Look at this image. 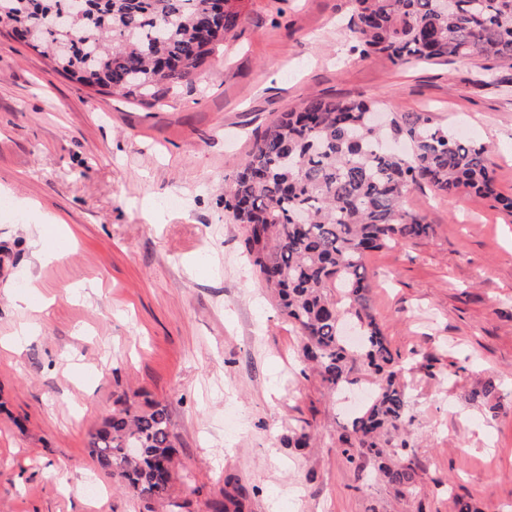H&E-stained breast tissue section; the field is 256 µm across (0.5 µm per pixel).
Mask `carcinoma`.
Here are the masks:
<instances>
[{
    "label": "carcinoma",
    "mask_w": 512,
    "mask_h": 512,
    "mask_svg": "<svg viewBox=\"0 0 512 512\" xmlns=\"http://www.w3.org/2000/svg\"><path fill=\"white\" fill-rule=\"evenodd\" d=\"M0 0V21L31 36V47L82 86L157 105L193 79L243 24L239 0ZM352 33L363 54L394 62L484 61L482 82L512 69V0H352ZM366 100L307 98L262 130L241 170L224 186V210L246 225L245 250L281 311L305 338L303 357L323 388L344 389L358 359L376 390L341 436L342 453L377 463L382 480L412 494L419 475L404 462L410 445L384 440L405 421L401 383L408 361L393 351L370 305L365 259L434 232L406 207L424 183L464 191L512 212L496 188L488 146L448 131L426 112H391L383 127ZM139 448L132 454L128 448ZM98 467L125 491L168 512L176 436L167 406L143 409L129 396L91 434ZM215 512H245L247 493L231 476Z\"/></svg>",
    "instance_id": "1"
}]
</instances>
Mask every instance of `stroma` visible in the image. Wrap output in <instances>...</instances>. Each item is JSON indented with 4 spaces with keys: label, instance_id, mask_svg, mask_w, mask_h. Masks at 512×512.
I'll return each instance as SVG.
<instances>
[{
    "label": "stroma",
    "instance_id": "1",
    "mask_svg": "<svg viewBox=\"0 0 512 512\" xmlns=\"http://www.w3.org/2000/svg\"><path fill=\"white\" fill-rule=\"evenodd\" d=\"M244 23L148 107L90 92L0 24V512H146L89 456L128 395L167 405L182 512L235 474L251 512H512V213L410 191L434 232L367 260L370 303L412 361L404 424L420 477L396 496L340 450L372 376L329 394L250 265L224 181L257 133L309 97L370 98L467 128L512 194V70L360 55L351 0H240ZM493 384L501 410L472 390ZM310 425L306 448L284 437Z\"/></svg>",
    "mask_w": 512,
    "mask_h": 512
}]
</instances>
